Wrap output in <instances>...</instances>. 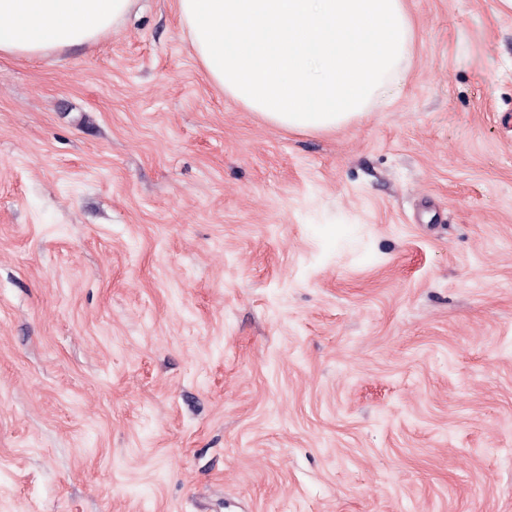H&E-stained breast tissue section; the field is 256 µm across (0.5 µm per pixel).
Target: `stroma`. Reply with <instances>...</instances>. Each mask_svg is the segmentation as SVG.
Segmentation results:
<instances>
[{"mask_svg": "<svg viewBox=\"0 0 512 512\" xmlns=\"http://www.w3.org/2000/svg\"><path fill=\"white\" fill-rule=\"evenodd\" d=\"M406 5L328 133L173 0L0 57V512H512V11Z\"/></svg>", "mask_w": 512, "mask_h": 512, "instance_id": "obj_1", "label": "stroma"}]
</instances>
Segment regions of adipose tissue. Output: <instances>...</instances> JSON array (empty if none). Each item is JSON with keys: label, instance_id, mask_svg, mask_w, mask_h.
I'll return each mask as SVG.
<instances>
[{"label": "adipose tissue", "instance_id": "1", "mask_svg": "<svg viewBox=\"0 0 512 512\" xmlns=\"http://www.w3.org/2000/svg\"><path fill=\"white\" fill-rule=\"evenodd\" d=\"M136 0H0V55L43 58L118 31ZM210 82L269 123L328 132L404 79L405 0H176Z\"/></svg>", "mask_w": 512, "mask_h": 512}]
</instances>
